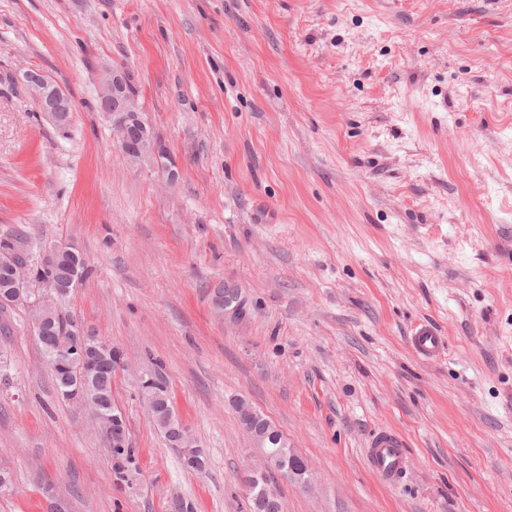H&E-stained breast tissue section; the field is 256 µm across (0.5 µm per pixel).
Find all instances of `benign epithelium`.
I'll return each instance as SVG.
<instances>
[{"instance_id":"7a95c632","label":"benign epithelium","mask_w":512,"mask_h":512,"mask_svg":"<svg viewBox=\"0 0 512 512\" xmlns=\"http://www.w3.org/2000/svg\"><path fill=\"white\" fill-rule=\"evenodd\" d=\"M20 81L31 92L38 111L47 114L59 128L69 125L72 119L73 101L70 94L50 81L37 69H26L19 75ZM102 111L106 112L112 122L113 138L123 155L133 162H148L163 170L168 169L165 152L158 137L143 121L136 98L128 91L127 74L121 70H113L107 74L101 93ZM50 256V252L36 254L30 242L20 236L0 242V264L11 271V291L0 299L3 304L15 299V295L24 291L27 295H35V299L27 301L31 309L38 308L42 298L50 295L56 285L44 281L33 274L36 267L42 265ZM239 417L245 423V431L257 448H289L288 436L263 413L244 400L236 403ZM270 455H263V465L253 469L243 478L245 494L257 491L266 497H278L277 490L269 483L254 484L256 477L265 474L269 468ZM282 476L294 483L306 487L310 484L311 468L304 466L297 469L287 468Z\"/></svg>"}]
</instances>
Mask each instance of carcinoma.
<instances>
[{
    "label": "carcinoma",
    "instance_id": "1",
    "mask_svg": "<svg viewBox=\"0 0 512 512\" xmlns=\"http://www.w3.org/2000/svg\"><path fill=\"white\" fill-rule=\"evenodd\" d=\"M39 274L54 282L67 284L71 281H83L90 274V267L83 253L70 245L55 255L54 261L39 271ZM66 297L45 299L42 303V315L49 320L46 333L37 338L41 353L46 364L52 371L57 398L67 402L76 395H85L94 399L103 412L112 414L116 408L112 389L116 373L112 349L94 346L90 360L96 365L89 385L76 379V373L67 367V360L79 337L74 335L80 324L69 313L62 309ZM144 398L149 405V415L153 424L164 434L166 440L177 445L182 454L185 467L189 470L201 471L207 465V459L200 448H188L177 444V439L170 433V419L175 416L167 385L144 391ZM114 440L123 448L112 454V462L123 465L122 472H112L117 479H132L138 474L137 452L131 447L127 437L124 416L111 422ZM248 512H282L280 499H267L256 495L246 502Z\"/></svg>",
    "mask_w": 512,
    "mask_h": 512
}]
</instances>
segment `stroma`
<instances>
[{"label":"stroma","mask_w":512,"mask_h":512,"mask_svg":"<svg viewBox=\"0 0 512 512\" xmlns=\"http://www.w3.org/2000/svg\"><path fill=\"white\" fill-rule=\"evenodd\" d=\"M125 70L175 184L118 150L96 109ZM67 90L38 112L19 70ZM69 242L92 268L66 311L117 346L115 402L138 491L58 401L28 327L0 335V512H242L260 460L248 401L313 468L277 478L284 512H512V0H0V235ZM242 312L218 316L215 288ZM445 357L420 359L413 328ZM159 369L204 471L150 422L135 386ZM398 432L385 485L365 451ZM19 79L31 92L39 112L47 114L59 128L69 125L73 101L66 90L50 81L37 69L24 70ZM410 344L420 358L434 361L446 350V336L432 326L421 327L410 336ZM370 469L385 483L397 484L406 468L404 442L392 431H381L373 436L366 449Z\"/></svg>","instance_id":"1"}]
</instances>
